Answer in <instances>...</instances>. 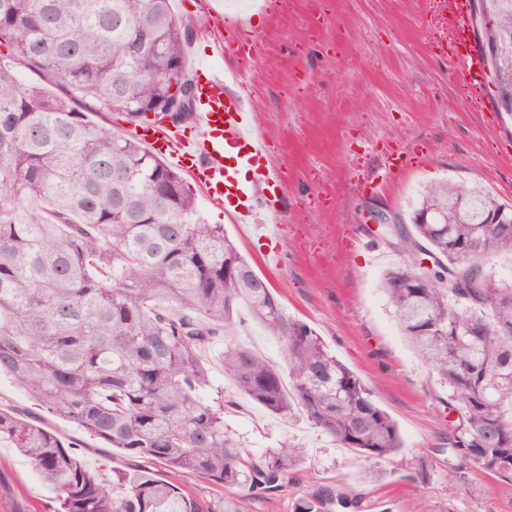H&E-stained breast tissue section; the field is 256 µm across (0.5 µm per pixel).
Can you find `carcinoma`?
<instances>
[{
  "mask_svg": "<svg viewBox=\"0 0 512 512\" xmlns=\"http://www.w3.org/2000/svg\"><path fill=\"white\" fill-rule=\"evenodd\" d=\"M172 2L0 0V375L105 447L158 466L115 472L109 486L57 434L0 410V447L59 491L55 512H249L282 487L307 449L288 440L252 455L224 426L222 392L207 394L206 354L241 304L283 344L288 377L226 339L219 363L238 391L276 415L301 411L367 461L402 447L356 374L286 312L221 225L201 223L181 174L89 120H191L194 30ZM477 6L497 84L512 96V0ZM502 210L512 217L477 185L428 187L413 233L390 228L407 259L381 288L408 345L448 388L450 474L463 479L471 465L512 485V283L482 265L512 252V224L486 223ZM184 473L240 492L203 508L179 486ZM337 505L353 502L322 488L293 512Z\"/></svg>",
  "mask_w": 512,
  "mask_h": 512,
  "instance_id": "carcinoma-1",
  "label": "carcinoma"
}]
</instances>
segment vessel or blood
Wrapping results in <instances>:
<instances>
[{
  "label": "vessel or blood",
  "mask_w": 512,
  "mask_h": 512,
  "mask_svg": "<svg viewBox=\"0 0 512 512\" xmlns=\"http://www.w3.org/2000/svg\"><path fill=\"white\" fill-rule=\"evenodd\" d=\"M444 10L451 17L464 85L482 81L486 61L470 44L471 0H444ZM196 71V131L151 115L135 126L133 134L200 183L208 201L223 207L233 223L252 225L262 236L275 233L284 180L269 159L266 136L238 92L239 74L216 70L206 60Z\"/></svg>",
  "instance_id": "b4317fda"
}]
</instances>
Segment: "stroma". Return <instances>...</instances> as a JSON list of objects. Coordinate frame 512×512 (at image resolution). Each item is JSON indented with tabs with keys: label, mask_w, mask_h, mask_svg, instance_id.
<instances>
[{
	"label": "stroma",
	"mask_w": 512,
	"mask_h": 512,
	"mask_svg": "<svg viewBox=\"0 0 512 512\" xmlns=\"http://www.w3.org/2000/svg\"><path fill=\"white\" fill-rule=\"evenodd\" d=\"M192 23L188 63L244 70L241 92L270 143L286 185L277 234L258 237L198 195L205 223L227 237L293 316L371 390L396 422L398 454L365 462L341 449L301 413L270 414L224 376L207 354L214 387L224 393V423L254 456L288 439L309 453L280 489L252 500L250 512H292L298 497L329 486L356 500L358 512H412L425 502L452 512H512V485L470 469L468 482L448 475V393L405 342L379 287L402 252L373 224L380 211L404 224L425 186L445 179L475 183L512 205V122L498 112L488 84L463 89L459 65L444 52L449 27L435 0H173ZM247 43L224 56L225 34ZM403 151L401 171L385 178V152ZM234 336L270 364L284 367L279 341L242 316ZM0 409L22 410L67 442L82 459L113 471L141 469L139 459L103 455L99 441L49 414L0 378ZM57 493L13 448L0 447V512H55Z\"/></svg>",
	"instance_id": "35a3bbf8"
}]
</instances>
